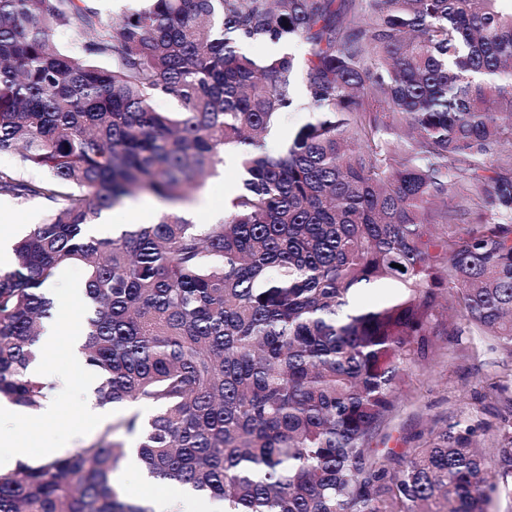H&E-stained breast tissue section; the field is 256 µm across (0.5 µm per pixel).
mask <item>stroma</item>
<instances>
[{
  "label": "stroma",
  "instance_id": "35a3bbf8",
  "mask_svg": "<svg viewBox=\"0 0 512 512\" xmlns=\"http://www.w3.org/2000/svg\"><path fill=\"white\" fill-rule=\"evenodd\" d=\"M240 186V174L233 162H226L216 176L207 180L200 194L208 201L207 211L194 217L195 223L207 224L212 214L222 212L229 191ZM0 213L5 221L0 228L11 239H18L33 224L43 221L46 207L37 200L22 201L0 198ZM49 378H66L68 385L61 389L65 405L62 416L47 422L38 438L20 434L18 457L41 460L43 446L59 440H69L71 448L81 447L95 440L99 432L80 433L74 401V389L79 373L70 368L65 348L48 362ZM497 383L498 394L492 399H482L486 384ZM481 420L486 431H494L502 419H512V359L500 350L491 348L487 341L477 336H446L434 340V349L424 369L415 371L405 403L390 429L389 447L415 448L428 441V430L433 421L459 417Z\"/></svg>",
  "mask_w": 512,
  "mask_h": 512
}]
</instances>
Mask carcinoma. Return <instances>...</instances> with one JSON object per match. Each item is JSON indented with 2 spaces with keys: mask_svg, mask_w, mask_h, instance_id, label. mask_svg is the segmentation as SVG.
<instances>
[{
  "mask_svg": "<svg viewBox=\"0 0 512 512\" xmlns=\"http://www.w3.org/2000/svg\"><path fill=\"white\" fill-rule=\"evenodd\" d=\"M97 2L0 0V154L19 163L0 197L49 206L0 272V398L30 412L54 391L26 370L44 289L79 264L96 401L137 410L0 473V512H151L111 483L121 428L159 486L224 512L512 501L509 419L485 447L471 417L373 447L456 320L512 358V0ZM293 40L306 56L242 51ZM294 109L315 121L267 153ZM228 152L242 187L221 221L88 234L128 198L184 200Z\"/></svg>",
  "mask_w": 512,
  "mask_h": 512,
  "instance_id": "1",
  "label": "carcinoma"
}]
</instances>
